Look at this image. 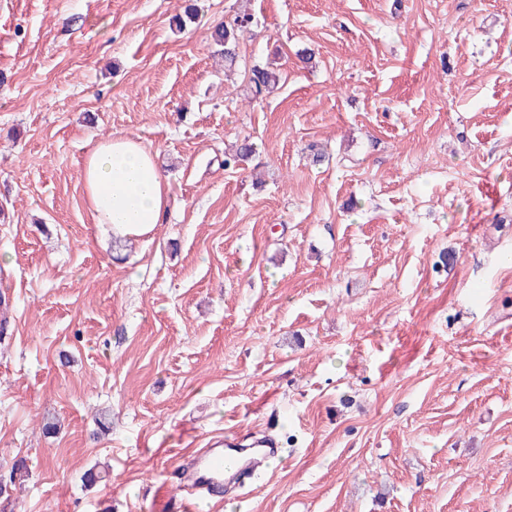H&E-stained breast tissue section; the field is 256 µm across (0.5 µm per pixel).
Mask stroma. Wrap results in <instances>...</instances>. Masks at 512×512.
Returning a JSON list of instances; mask_svg holds the SVG:
<instances>
[{
  "mask_svg": "<svg viewBox=\"0 0 512 512\" xmlns=\"http://www.w3.org/2000/svg\"><path fill=\"white\" fill-rule=\"evenodd\" d=\"M197 4L0 0V512H180L227 434L281 460L197 512H512V0ZM115 134L170 195L121 243ZM251 22V16L238 13L230 21L216 27L211 33L212 41L217 47V54L224 57V63L229 67L236 63V48L239 38L247 31ZM82 188L93 224L114 239L149 235L168 209L156 153L140 139L111 136L86 156Z\"/></svg>",
  "mask_w": 512,
  "mask_h": 512,
  "instance_id": "35a3bbf8",
  "label": "stroma"
}]
</instances>
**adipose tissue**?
<instances>
[{"mask_svg": "<svg viewBox=\"0 0 512 512\" xmlns=\"http://www.w3.org/2000/svg\"><path fill=\"white\" fill-rule=\"evenodd\" d=\"M82 188L93 224L116 239L149 235L168 209L155 152L130 136L94 146L83 163Z\"/></svg>", "mask_w": 512, "mask_h": 512, "instance_id": "ef3b65f1", "label": "adipose tissue"}]
</instances>
